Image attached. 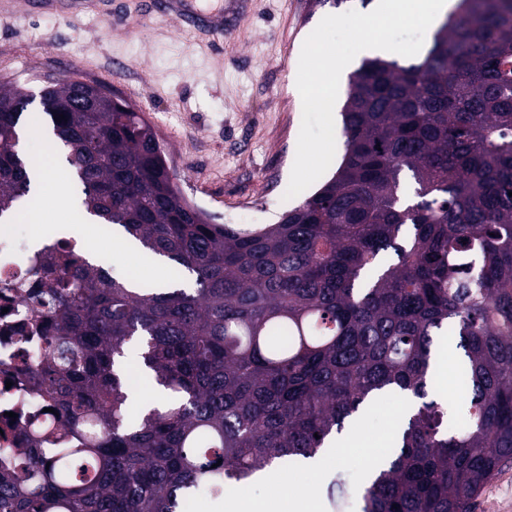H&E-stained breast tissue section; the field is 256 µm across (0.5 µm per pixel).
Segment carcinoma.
Here are the masks:
<instances>
[{
    "label": "carcinoma",
    "mask_w": 512,
    "mask_h": 512,
    "mask_svg": "<svg viewBox=\"0 0 512 512\" xmlns=\"http://www.w3.org/2000/svg\"><path fill=\"white\" fill-rule=\"evenodd\" d=\"M38 97L81 216L163 257L189 288L135 286L69 248L38 253L44 337L32 373L58 428L0 469V512H182L274 463L314 457L382 391L418 400L361 512H471L512 460V0H458L422 59L349 77L332 177L273 224H214L188 204L152 126L116 101ZM0 84V218L32 198ZM65 116L58 122L56 118ZM453 336L465 420L430 396ZM168 403L127 415L124 347Z\"/></svg>",
    "instance_id": "cac0c4a2"
}]
</instances>
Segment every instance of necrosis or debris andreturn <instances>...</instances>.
Here are the masks:
<instances>
[{
	"mask_svg": "<svg viewBox=\"0 0 512 512\" xmlns=\"http://www.w3.org/2000/svg\"><path fill=\"white\" fill-rule=\"evenodd\" d=\"M39 245L22 240L13 224H0V460L16 445L17 431L35 434L51 425L37 392L20 394L18 374L42 350V337L25 335L22 325L37 304V280L31 274Z\"/></svg>",
	"mask_w": 512,
	"mask_h": 512,
	"instance_id": "1",
	"label": "necrosis or debris"
}]
</instances>
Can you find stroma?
<instances>
[{"label": "stroma", "mask_w": 512, "mask_h": 512, "mask_svg": "<svg viewBox=\"0 0 512 512\" xmlns=\"http://www.w3.org/2000/svg\"><path fill=\"white\" fill-rule=\"evenodd\" d=\"M47 2L0 0V81L37 91L71 76L124 100L154 128L184 196L216 223H238L248 205L253 223L271 224L298 205L285 192L302 123L301 48L325 16L360 9L359 0L338 7L331 0H249L247 16L219 46L176 14L146 16L138 0H121L123 20L113 26L98 17L111 0H71L67 17ZM116 59L128 64L118 74ZM36 196L44 221L23 231L53 240L79 211L77 181L51 180ZM84 235L92 258L119 252L124 273L155 283L151 260L137 248L123 251L121 234L101 235L90 222ZM403 399L397 392L376 398L355 420L362 434L375 441L400 426L395 410ZM368 467L361 454L313 474L281 467L278 483L262 479L243 492L261 502L279 485L312 484L318 512H358ZM472 512H512V463L475 498Z\"/></svg>", "instance_id": "stroma-1"}]
</instances>
